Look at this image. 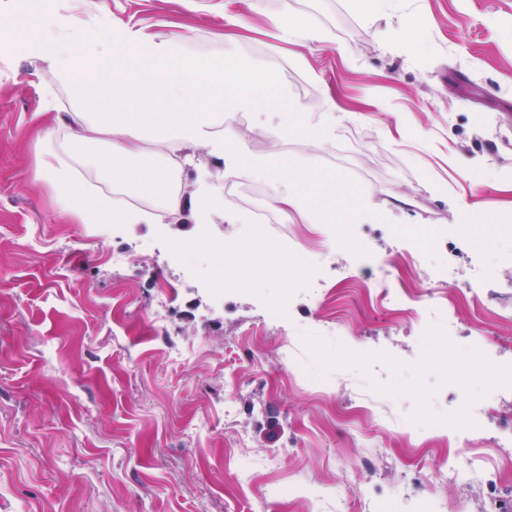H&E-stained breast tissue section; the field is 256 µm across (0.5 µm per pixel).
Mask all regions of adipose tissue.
<instances>
[{"mask_svg": "<svg viewBox=\"0 0 512 512\" xmlns=\"http://www.w3.org/2000/svg\"><path fill=\"white\" fill-rule=\"evenodd\" d=\"M41 2L53 24L49 33L30 42V59L66 80L72 57H79L94 79L76 88L99 97L95 112L63 114L58 104L47 106L65 136L44 134L38 173L66 220L96 225L103 236L128 224L166 223L186 208L198 224L210 223L219 210L226 223H248L247 214L225 207L220 187L207 177L197 178L191 193L171 191L168 157L199 146L225 170L262 179L270 203L286 218L297 215L313 224L320 214L338 208L360 222L370 218L365 199L338 200L336 175L300 178L279 152L253 153L237 135L220 131L225 110L242 108L252 112L254 129L274 143L288 134L328 141L336 129L330 103L312 110L283 101L274 71L185 55L180 35L150 34L115 20L109 34L100 36L98 10L87 7L78 15L69 0ZM103 140L106 152L88 157V150ZM89 164L102 180L120 179L128 192L143 197V205L95 194L82 171Z\"/></svg>", "mask_w": 512, "mask_h": 512, "instance_id": "ef3b65f1", "label": "adipose tissue"}]
</instances>
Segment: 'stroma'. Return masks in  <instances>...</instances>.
Listing matches in <instances>:
<instances>
[{
  "mask_svg": "<svg viewBox=\"0 0 512 512\" xmlns=\"http://www.w3.org/2000/svg\"><path fill=\"white\" fill-rule=\"evenodd\" d=\"M104 2L180 33L186 53L281 62L307 106L331 98L335 140L280 150L296 172L339 176L373 218L343 242L269 225L281 260L255 251L253 225L214 214L235 255L224 274L243 283L214 299L209 254L173 256L154 225L105 238L59 219L34 179L53 125L44 93L81 104L24 53L0 61V512H512V0H393L371 15L354 0H235L243 28L213 0ZM0 9V40L50 21L38 0ZM274 17L311 32L281 39ZM408 17L415 41L380 39ZM401 224L438 225L443 243L407 256ZM368 253L391 259L411 313L380 303ZM314 269L318 290L302 292ZM478 339L494 352L486 373L507 372L462 393L446 360ZM467 410L482 429L469 451L454 429ZM466 458L489 463L490 486L449 481Z\"/></svg>",
  "mask_w": 512,
  "mask_h": 512,
  "instance_id": "35a3bbf8",
  "label": "stroma"
}]
</instances>
